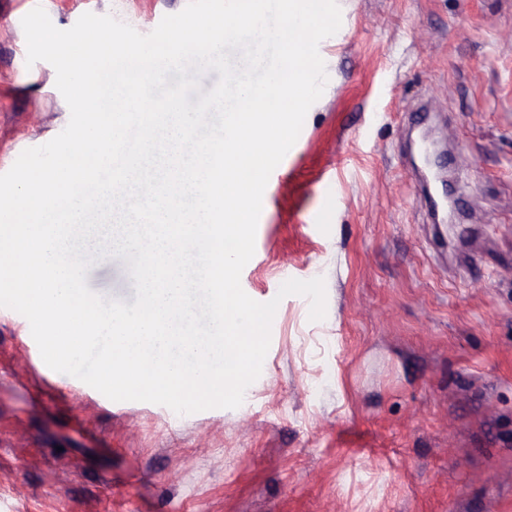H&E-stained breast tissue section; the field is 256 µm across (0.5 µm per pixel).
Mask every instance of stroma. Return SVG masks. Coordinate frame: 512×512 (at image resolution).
Instances as JSON below:
<instances>
[{
	"instance_id": "35a3bbf8",
	"label": "stroma",
	"mask_w": 512,
	"mask_h": 512,
	"mask_svg": "<svg viewBox=\"0 0 512 512\" xmlns=\"http://www.w3.org/2000/svg\"><path fill=\"white\" fill-rule=\"evenodd\" d=\"M187 0H0V173L70 111L27 65L43 6L150 33ZM328 81L263 195L241 285L279 299L235 409L115 402L42 360L0 307V512H512V0H338ZM456 158L467 234L438 223L420 134ZM129 264L88 287L132 302Z\"/></svg>"
}]
</instances>
